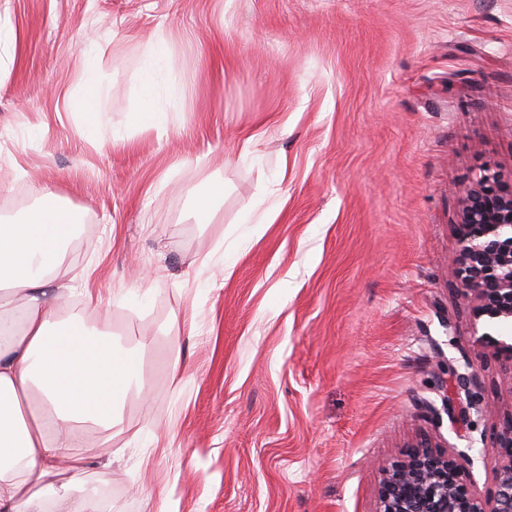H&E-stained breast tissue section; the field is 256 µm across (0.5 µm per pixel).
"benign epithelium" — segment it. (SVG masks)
<instances>
[{
    "label": "benign epithelium",
    "mask_w": 512,
    "mask_h": 512,
    "mask_svg": "<svg viewBox=\"0 0 512 512\" xmlns=\"http://www.w3.org/2000/svg\"><path fill=\"white\" fill-rule=\"evenodd\" d=\"M457 258L462 287L477 301L473 344L504 353V370L512 375V334L502 332L512 322V188L503 187L491 166L464 192ZM452 376L453 393L440 384L443 410L466 415L458 396L478 387L477 368L467 360L464 371L454 368ZM478 460H484L482 452L470 447L437 453L419 445L408 460L385 470L376 512H512V457L487 470L495 487L490 498L457 483Z\"/></svg>",
    "instance_id": "benign-epithelium-1"
}]
</instances>
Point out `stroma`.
I'll list each match as a JSON object with an SVG mask.
<instances>
[{"mask_svg": "<svg viewBox=\"0 0 512 512\" xmlns=\"http://www.w3.org/2000/svg\"><path fill=\"white\" fill-rule=\"evenodd\" d=\"M487 165L512 183V0H0V222L54 192L99 301L61 315L147 345L118 423L83 426L121 453L81 472L111 512H375L422 437L485 450L488 495L512 378L452 262ZM467 357L476 412L432 416ZM148 57L149 72L145 82V92L143 97V107L136 113L138 120L142 123L160 124L162 122V112H159L153 102V81L151 73L165 59V51L158 44L148 43L146 48ZM102 91L95 83L85 85L83 94L75 103V108L82 112L90 124H96L100 121V99ZM223 192L221 189H214L211 193L201 196L196 203L195 217L197 223L208 224L211 217L218 207L222 198Z\"/></svg>", "mask_w": 512, "mask_h": 512, "instance_id": "stroma-1", "label": "stroma"}]
</instances>
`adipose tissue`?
<instances>
[{"label":"adipose tissue","instance_id":"obj_1","mask_svg":"<svg viewBox=\"0 0 512 512\" xmlns=\"http://www.w3.org/2000/svg\"><path fill=\"white\" fill-rule=\"evenodd\" d=\"M78 232L50 191L23 222L0 224V512H97L89 490L49 478L99 458L80 423L111 425L140 378L145 344L117 347L110 330L59 316Z\"/></svg>","mask_w":512,"mask_h":512}]
</instances>
